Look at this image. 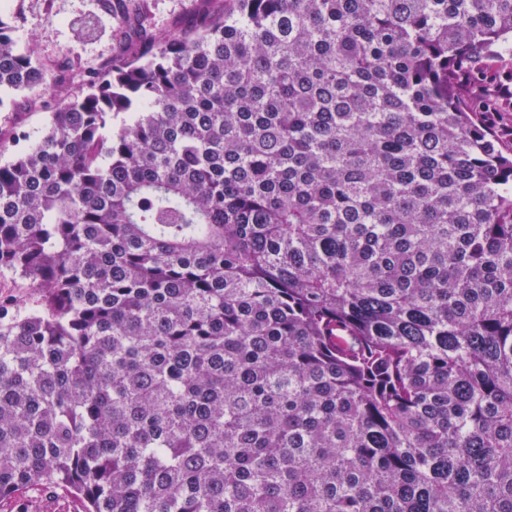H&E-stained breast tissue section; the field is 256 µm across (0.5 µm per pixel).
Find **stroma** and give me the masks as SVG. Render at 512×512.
<instances>
[{"instance_id": "obj_1", "label": "stroma", "mask_w": 512, "mask_h": 512, "mask_svg": "<svg viewBox=\"0 0 512 512\" xmlns=\"http://www.w3.org/2000/svg\"><path fill=\"white\" fill-rule=\"evenodd\" d=\"M145 15L140 28L122 16L121 0H0V14L18 15L15 38L20 47L35 48L42 60L65 79L66 86H85L92 71L109 66L138 40L158 31L178 32L196 25L204 0H139ZM37 90L14 96L0 107V142L6 156L18 148L22 133L44 130L49 110Z\"/></svg>"}]
</instances>
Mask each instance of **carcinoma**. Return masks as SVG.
Returning <instances> with one entry per match:
<instances>
[{
    "mask_svg": "<svg viewBox=\"0 0 512 512\" xmlns=\"http://www.w3.org/2000/svg\"><path fill=\"white\" fill-rule=\"evenodd\" d=\"M506 56L512 0H223L57 94L0 162V499L512 512V146L462 81ZM60 83L0 16V107ZM37 294L25 281L14 279L9 275H0V302L3 304H34Z\"/></svg>",
    "mask_w": 512,
    "mask_h": 512,
    "instance_id": "carcinoma-1",
    "label": "carcinoma"
}]
</instances>
